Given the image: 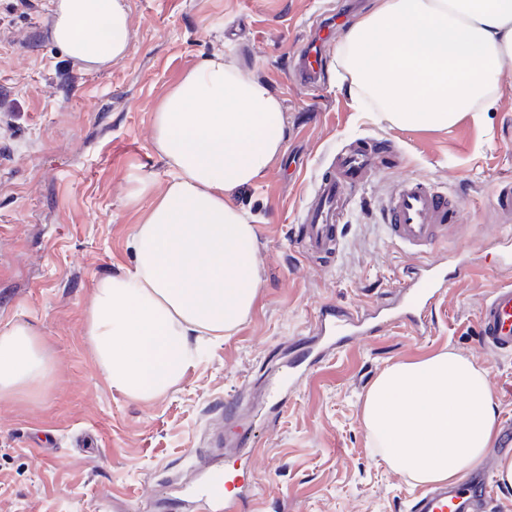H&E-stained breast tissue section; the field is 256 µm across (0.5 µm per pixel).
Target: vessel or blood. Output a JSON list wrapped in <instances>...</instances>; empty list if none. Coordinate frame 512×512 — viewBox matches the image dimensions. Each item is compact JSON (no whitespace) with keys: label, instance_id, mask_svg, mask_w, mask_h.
Masks as SVG:
<instances>
[{"label":"vessel or blood","instance_id":"obj_1","mask_svg":"<svg viewBox=\"0 0 512 512\" xmlns=\"http://www.w3.org/2000/svg\"><path fill=\"white\" fill-rule=\"evenodd\" d=\"M296 76L303 82L320 77L323 64L320 48L305 49L296 64ZM372 161L370 147L359 146L340 156L333 174L320 178L312 187L310 200L299 217L298 244L310 256L338 252V225L346 212V198L358 187L361 173ZM456 201L434 185L419 179L402 181L385 205V229L395 241L415 255L433 250L456 213ZM472 266L458 256L452 266L420 262L403 272L402 287L409 297L397 316L398 322L423 324L429 310L449 287L451 280L468 277ZM382 321L367 314L334 307L321 309L313 327L315 337L343 346L357 337L377 335ZM477 335L481 343L499 354H512V284L492 288L481 305ZM491 466H483L452 486L427 489L415 501L414 512H487L496 485ZM183 500L194 512H239L237 499L222 493L218 470L207 471L203 483L186 490Z\"/></svg>","mask_w":512,"mask_h":512}]
</instances>
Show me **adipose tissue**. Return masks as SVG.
<instances>
[{
	"instance_id": "adipose-tissue-1",
	"label": "adipose tissue",
	"mask_w": 512,
	"mask_h": 512,
	"mask_svg": "<svg viewBox=\"0 0 512 512\" xmlns=\"http://www.w3.org/2000/svg\"><path fill=\"white\" fill-rule=\"evenodd\" d=\"M53 39L90 71L123 60L125 0H54ZM512 60V0H377L349 26L336 63L389 122L446 127L483 111ZM279 99L217 52L158 105L153 142L171 168L132 236V269L98 281L85 336L112 390L153 401L200 360L204 337L250 315L257 231L232 199L284 146ZM52 359L27 323L0 329V401L39 384ZM497 407L485 369L454 352L387 367L362 419L384 461L420 484H455L490 447Z\"/></svg>"
}]
</instances>
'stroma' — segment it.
<instances>
[{"label":"stroma","instance_id":"obj_1","mask_svg":"<svg viewBox=\"0 0 512 512\" xmlns=\"http://www.w3.org/2000/svg\"><path fill=\"white\" fill-rule=\"evenodd\" d=\"M374 0H127L126 57L103 72L45 35L51 0H0V328L34 327L49 380L0 402V512H189L182 488L222 466L251 488L246 512H411L423 485L384 462L361 418L388 366L453 351L486 369L498 422L512 420V355L484 348L480 305L501 283L494 243L512 232L494 196L512 181V60L495 103L421 130L381 120L342 88L336 43ZM334 17L317 86L294 77L314 28ZM265 82L281 102L285 142L234 200L255 218L261 288L230 336L167 395L136 402L112 390L84 336L98 280L133 265L136 225L170 175L152 142L154 112L208 55ZM377 148L339 226L336 255L296 243L298 210L335 154ZM406 178L455 195L457 222L435 248L466 249L470 276L428 315V335L387 329L336 348L272 416L269 392L304 352L321 307L360 311L394 301L412 262L382 228L381 206ZM149 194L131 202L139 180Z\"/></svg>","mask_w":512,"mask_h":512}]
</instances>
